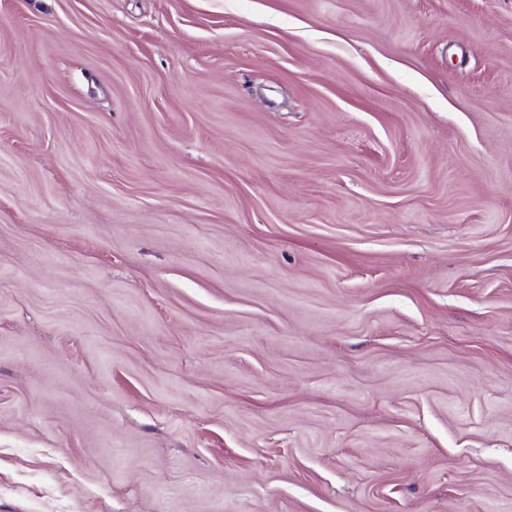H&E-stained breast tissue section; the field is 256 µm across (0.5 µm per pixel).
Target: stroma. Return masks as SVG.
Returning a JSON list of instances; mask_svg holds the SVG:
<instances>
[{
	"label": "stroma",
	"instance_id": "stroma-1",
	"mask_svg": "<svg viewBox=\"0 0 512 512\" xmlns=\"http://www.w3.org/2000/svg\"><path fill=\"white\" fill-rule=\"evenodd\" d=\"M0 512H512V0H0Z\"/></svg>",
	"mask_w": 512,
	"mask_h": 512
}]
</instances>
